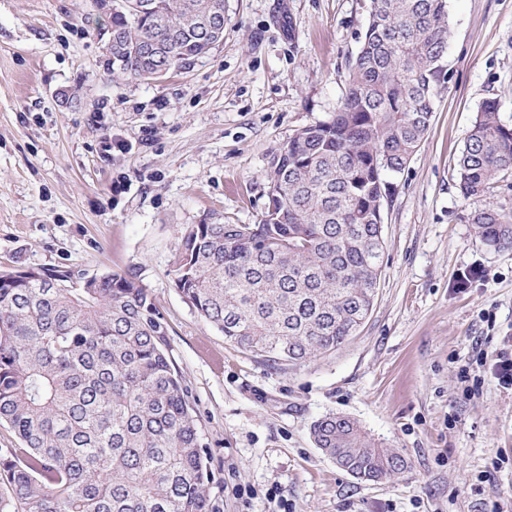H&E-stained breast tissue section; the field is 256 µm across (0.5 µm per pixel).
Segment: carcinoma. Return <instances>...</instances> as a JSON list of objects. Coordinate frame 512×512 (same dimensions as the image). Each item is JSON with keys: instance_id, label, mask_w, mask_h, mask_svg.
<instances>
[{"instance_id": "1", "label": "carcinoma", "mask_w": 512, "mask_h": 512, "mask_svg": "<svg viewBox=\"0 0 512 512\" xmlns=\"http://www.w3.org/2000/svg\"><path fill=\"white\" fill-rule=\"evenodd\" d=\"M112 0V71L149 79L144 44L168 47L171 69L212 49L224 28L201 18L224 0ZM450 38L446 0H372L329 122L298 130L273 155L256 224H193L174 283L224 339L265 360L333 352L370 314L384 251L385 180L405 168L433 119ZM512 174V128L480 105L458 164L464 198ZM488 247H512V206L468 215ZM0 512H217L202 426L168 353L167 327L132 277L22 267L0 273ZM314 442L339 469L381 483L404 458L350 418L329 414Z\"/></svg>"}]
</instances>
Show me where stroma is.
Here are the masks:
<instances>
[{"label": "stroma", "mask_w": 512, "mask_h": 512, "mask_svg": "<svg viewBox=\"0 0 512 512\" xmlns=\"http://www.w3.org/2000/svg\"><path fill=\"white\" fill-rule=\"evenodd\" d=\"M224 8L222 43L149 81L112 75L93 0H0V269L113 270L147 289L219 512H512V389L493 375L512 354V248L476 236L454 169L484 99L512 127V0H448L447 81L391 178L373 309L297 363L225 341L179 293L173 256L190 225L257 223L273 155L338 112L370 0ZM329 414L406 469L378 484L340 470L311 434Z\"/></svg>", "instance_id": "1"}]
</instances>
